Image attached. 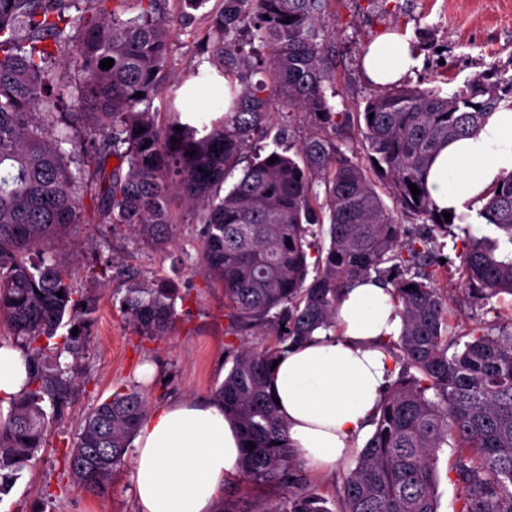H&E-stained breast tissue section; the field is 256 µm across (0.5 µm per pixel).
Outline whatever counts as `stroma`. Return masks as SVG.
I'll list each match as a JSON object with an SVG mask.
<instances>
[{
	"instance_id": "stroma-1",
	"label": "stroma",
	"mask_w": 512,
	"mask_h": 512,
	"mask_svg": "<svg viewBox=\"0 0 512 512\" xmlns=\"http://www.w3.org/2000/svg\"><path fill=\"white\" fill-rule=\"evenodd\" d=\"M206 12H196L174 37L170 78L186 75L197 63V43L208 28ZM391 28L407 33L422 59L410 85L446 96L483 72L512 75V0H330L326 51L337 111L357 112L374 94V86L360 74L358 59L371 39ZM273 112L261 150L279 143L298 146L306 130L290 115L287 103L275 101ZM171 212L173 233L160 247L143 244L128 228L108 224L74 225L54 243L53 254L70 269L73 288L94 289L99 308L78 362L76 389L62 407L48 408L45 443L10 492L0 497V512H135L131 467L117 472L111 492L103 497L86 493L63 475L61 454L76 441L81 419L122 384L138 386L154 408L173 400H210L237 350L264 346L258 330L229 334L224 292L203 273L197 213L180 200L172 202ZM466 222L462 214L449 227L444 253L450 265L436 281L448 293L449 323L468 331L512 327V295L473 300L453 267ZM117 266L132 267L148 281L173 280L189 292L169 335L145 339L128 322L120 309L124 285L112 276ZM288 494L285 488L258 487L236 478L227 481L223 497L236 512H263Z\"/></svg>"
}]
</instances>
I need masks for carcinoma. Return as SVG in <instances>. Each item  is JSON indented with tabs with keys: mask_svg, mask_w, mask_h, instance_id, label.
<instances>
[{
	"mask_svg": "<svg viewBox=\"0 0 512 512\" xmlns=\"http://www.w3.org/2000/svg\"><path fill=\"white\" fill-rule=\"evenodd\" d=\"M131 1L135 14L127 13ZM328 4L222 0L186 79L228 84L232 107L201 120L189 111L192 96L175 106L184 81L167 79L176 34L168 0H0V324L25 350L29 370L26 388L0 415V493L42 447L43 403L63 405L72 387L74 371L61 366V355L78 356L98 310L99 296L72 287L52 243L73 224H112L161 244L177 194L199 211L204 268L224 289L231 329L264 327L273 336L259 350L238 351L211 395L241 432L239 477L298 489L263 512H332L305 491L269 378L289 347L336 330L343 290L372 275L391 286L399 309V336L384 349L403 371L379 403L355 468L341 478L339 512H438L436 463L448 446L458 512H512V329L473 330L463 343L448 331L432 236L403 238L376 190L387 184L400 214L448 233V222L436 221L442 213L427 170L443 144L512 107V77L478 75L449 96L406 82L385 88L358 113L363 155L348 154L336 140L348 113L335 111L324 87L332 81ZM247 39L268 54L244 51ZM107 58L112 67L100 68ZM263 70L272 84L253 80ZM163 93L169 112L161 125L153 102ZM280 96L307 136L292 155H253ZM479 216L498 237L467 234L460 273L469 296L484 301L512 294V174ZM323 223L325 246L308 240L310 225ZM179 300L169 280L131 282L120 308L153 338L169 333ZM67 324L77 335L50 347ZM149 410L143 393L120 385L84 417L64 464L85 492L109 493Z\"/></svg>",
	"mask_w": 512,
	"mask_h": 512,
	"instance_id": "carcinoma-1",
	"label": "carcinoma"
}]
</instances>
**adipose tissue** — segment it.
Returning <instances> with one entry per match:
<instances>
[{"label":"adipose tissue","mask_w":512,"mask_h":512,"mask_svg":"<svg viewBox=\"0 0 512 512\" xmlns=\"http://www.w3.org/2000/svg\"><path fill=\"white\" fill-rule=\"evenodd\" d=\"M364 80L394 85L421 65L408 38L385 32L360 57ZM512 174V108L495 112L476 135L445 145L427 174L437 209L460 215L481 210L491 189ZM401 317L392 288L376 278L354 282L336 312L335 331H315L285 352L271 386L293 450L325 473L366 432L390 382L392 360L382 343L398 335ZM28 361L14 345L0 344V399L20 394ZM240 435L222 405L177 402L159 406L134 444L137 512H213L226 480L238 475Z\"/></svg>","instance_id":"adipose-tissue-1"}]
</instances>
